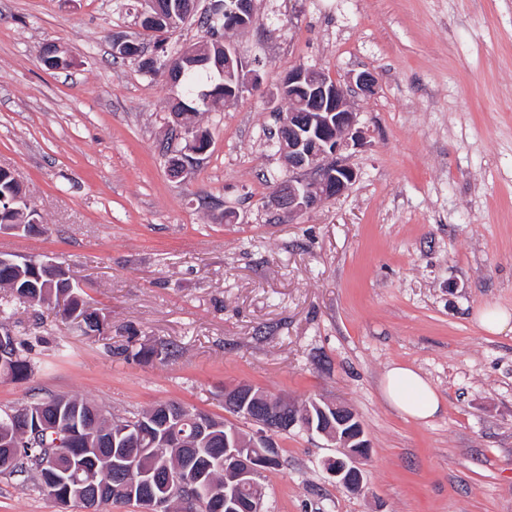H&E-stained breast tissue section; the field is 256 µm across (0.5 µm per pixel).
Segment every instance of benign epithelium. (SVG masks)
<instances>
[{"label": "benign epithelium", "instance_id": "7a95c632", "mask_svg": "<svg viewBox=\"0 0 512 512\" xmlns=\"http://www.w3.org/2000/svg\"><path fill=\"white\" fill-rule=\"evenodd\" d=\"M253 0H212L214 19L224 20L231 28H245L252 15ZM115 40L127 56L146 68L155 66L156 56L145 54L136 40L117 36ZM376 85V76L370 71L358 73L344 86L322 70L296 66L288 71V77L280 85V95L288 96V111L281 113L279 121L278 150L288 159V166L313 175L312 181L288 183L277 187L273 195L274 204L295 217L314 208L322 199L344 194L356 180L353 168L337 158L347 140L357 142L361 131L356 128V113L348 104L350 93H370ZM185 151L171 150L167 168L174 177L186 171ZM41 273L60 288L72 287L68 275L60 265L41 262ZM314 407L326 422L313 427V414L297 415L288 400H271L256 394L246 385L224 387V408L249 421L257 431L244 441L237 439V429L224 425V471L230 482L224 488H210L203 493L197 487L201 477L196 470H183L179 478L170 471L155 472L144 480L138 468V457L133 451H114L113 466L117 472V483L122 492L132 501L143 504L144 512H171L173 498L188 499L193 505L204 502L216 507L219 512H239L242 504L239 490L243 486L252 488L247 502L250 512H264L263 489L260 476L279 460L274 436L284 428L296 425L307 432H316L336 442V455L324 460L327 474L336 484L350 490L363 485L361 461L368 456V443L356 414L350 409L330 404L313 402ZM46 406L37 402L16 411L8 418L19 425L24 436L34 440L47 433ZM54 486L45 490L57 497L58 504L66 509L73 504L82 506L83 512H95L96 505L107 498V490L86 482L72 486L70 472L59 468L53 475Z\"/></svg>", "mask_w": 512, "mask_h": 512}]
</instances>
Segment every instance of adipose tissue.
<instances>
[{
    "label": "adipose tissue",
    "instance_id": "obj_1",
    "mask_svg": "<svg viewBox=\"0 0 512 512\" xmlns=\"http://www.w3.org/2000/svg\"><path fill=\"white\" fill-rule=\"evenodd\" d=\"M383 390L395 409L417 422L432 419L441 409V399L433 386L417 370L404 364L389 367Z\"/></svg>",
    "mask_w": 512,
    "mask_h": 512
}]
</instances>
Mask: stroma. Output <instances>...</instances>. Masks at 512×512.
<instances>
[{"label": "stroma", "mask_w": 512, "mask_h": 512, "mask_svg": "<svg viewBox=\"0 0 512 512\" xmlns=\"http://www.w3.org/2000/svg\"><path fill=\"white\" fill-rule=\"evenodd\" d=\"M115 3L0 0V168L43 227L0 232V254L65 265L107 323L89 336L13 302L32 372L0 374V410L67 395L116 416L176 401L222 418L225 386L248 384L346 406L370 446L352 493L321 465L333 443L276 435L265 512H512V332L477 320L512 312V0H254L225 38L255 78L199 112L211 145L178 179L177 90L113 62V35H144ZM47 43L72 66L43 67ZM300 64L377 84L349 98L355 182L291 219L271 199L299 173L270 133ZM143 345L175 352L129 357ZM395 362L439 394L430 421L386 401ZM0 512L58 506L0 475ZM510 322H512V314L496 306L484 308L479 317L480 325L488 332L495 334L505 331Z\"/></svg>", "instance_id": "stroma-1"}]
</instances>
